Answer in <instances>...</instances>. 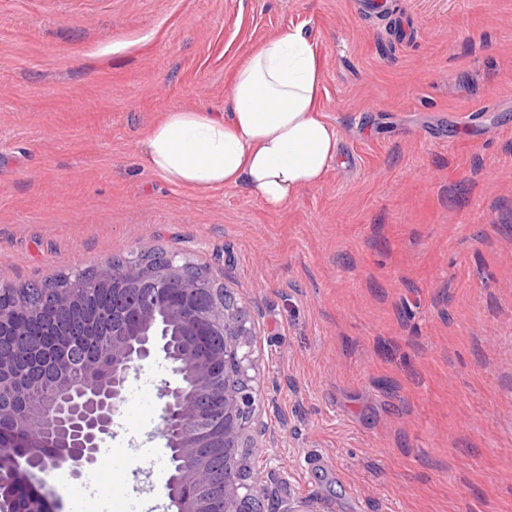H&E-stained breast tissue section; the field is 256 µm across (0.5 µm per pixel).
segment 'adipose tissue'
<instances>
[{
  "label": "adipose tissue",
  "instance_id": "obj_1",
  "mask_svg": "<svg viewBox=\"0 0 512 512\" xmlns=\"http://www.w3.org/2000/svg\"><path fill=\"white\" fill-rule=\"evenodd\" d=\"M323 71L310 38L288 28L235 69L227 112L175 107L151 126L144 161L174 188L243 187L277 211L324 182L338 131L321 114Z\"/></svg>",
  "mask_w": 512,
  "mask_h": 512
}]
</instances>
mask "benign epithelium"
<instances>
[{
	"instance_id": "benign-epithelium-1",
	"label": "benign epithelium",
	"mask_w": 512,
	"mask_h": 512,
	"mask_svg": "<svg viewBox=\"0 0 512 512\" xmlns=\"http://www.w3.org/2000/svg\"><path fill=\"white\" fill-rule=\"evenodd\" d=\"M186 262L176 257L158 266L137 257L118 269L107 263L99 269L97 284L101 288L122 284L148 288L159 303L135 313H122L121 324L112 330V384L101 388L96 382L98 363L87 359L80 369L87 376L80 397L66 393L62 379L72 368V357L56 347L39 351L27 348L23 357L29 373L17 372L15 351L0 349V387L4 376L29 385L32 378L51 376L59 380L57 389L36 409L0 411V483L9 482L17 490L25 489V498L33 512H57L56 500L35 475L51 470H67L77 477L90 466L98 448L112 437L115 417L125 403L131 373L154 355L161 353L169 362L175 383H164L160 436L170 457L179 463L170 466L165 489L174 512H205L189 489L211 485L212 473L199 454L201 448L215 447L213 427L204 414L202 399L217 389L213 367L224 366V512H246L245 503L255 499L263 504L276 499L280 472L271 467L252 469L242 450H265L277 447L278 438L264 419L258 387L260 356L257 354V331L254 311L238 299L224 300L226 286L207 272L192 277L185 272ZM206 292L212 300L210 329L224 336L223 350L207 362L196 360L183 344L168 340V325L174 324L181 336L202 334L196 319L194 302ZM58 449L48 465L36 452L23 458L16 448Z\"/></svg>"
}]
</instances>
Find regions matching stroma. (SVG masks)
<instances>
[{"label":"stroma","mask_w":512,"mask_h":512,"mask_svg":"<svg viewBox=\"0 0 512 512\" xmlns=\"http://www.w3.org/2000/svg\"><path fill=\"white\" fill-rule=\"evenodd\" d=\"M0 0V289L179 255L260 309L279 497L318 512H512V0ZM313 40L340 132L272 212L143 160L172 107ZM163 357L86 469L98 512H167Z\"/></svg>","instance_id":"35a3bbf8"}]
</instances>
